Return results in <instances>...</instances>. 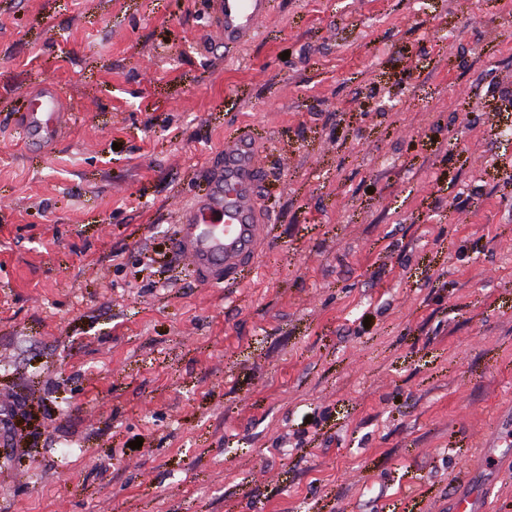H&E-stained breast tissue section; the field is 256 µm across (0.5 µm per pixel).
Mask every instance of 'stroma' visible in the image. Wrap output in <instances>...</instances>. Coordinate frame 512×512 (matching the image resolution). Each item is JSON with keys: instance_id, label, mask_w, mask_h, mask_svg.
<instances>
[{"instance_id": "35a3bbf8", "label": "stroma", "mask_w": 512, "mask_h": 512, "mask_svg": "<svg viewBox=\"0 0 512 512\" xmlns=\"http://www.w3.org/2000/svg\"><path fill=\"white\" fill-rule=\"evenodd\" d=\"M239 133L267 243L206 287L175 215ZM0 402V512H452L512 446V0H271L238 49L209 0H0ZM70 112L62 88L55 81L47 80L28 95V106L20 114V124L31 138L50 146L68 123Z\"/></svg>"}]
</instances>
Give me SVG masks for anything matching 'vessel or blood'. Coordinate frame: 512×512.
Instances as JSON below:
<instances>
[{"mask_svg": "<svg viewBox=\"0 0 512 512\" xmlns=\"http://www.w3.org/2000/svg\"><path fill=\"white\" fill-rule=\"evenodd\" d=\"M210 14L225 46L237 47L268 18L269 0H210ZM69 115L65 93L48 80L29 94L20 124L31 138L49 146ZM261 178L254 142L243 136L226 139L223 165L208 171L202 191L179 210L173 246L200 283L221 285L251 269L268 223L259 202Z\"/></svg>", "mask_w": 512, "mask_h": 512, "instance_id": "1", "label": "vessel or blood"}]
</instances>
